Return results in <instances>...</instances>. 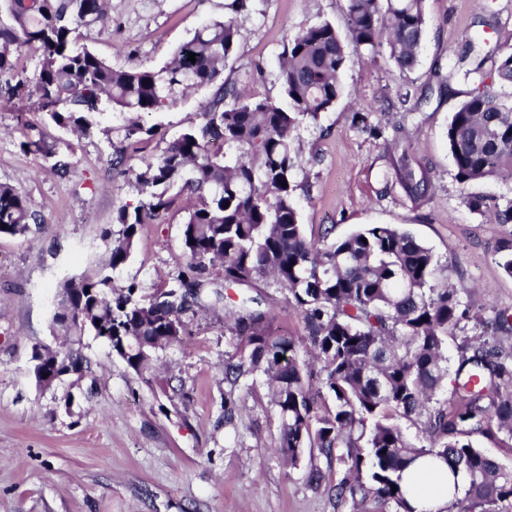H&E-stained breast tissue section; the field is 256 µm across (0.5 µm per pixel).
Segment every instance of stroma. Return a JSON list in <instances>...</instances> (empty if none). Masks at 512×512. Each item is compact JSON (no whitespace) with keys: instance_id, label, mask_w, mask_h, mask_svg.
Instances as JSON below:
<instances>
[{"instance_id":"35a3bbf8","label":"stroma","mask_w":512,"mask_h":512,"mask_svg":"<svg viewBox=\"0 0 512 512\" xmlns=\"http://www.w3.org/2000/svg\"><path fill=\"white\" fill-rule=\"evenodd\" d=\"M229 0H109L112 24L83 31L81 42L116 67H162L204 24L228 17ZM426 32L419 64L399 73L388 55L351 54L346 93L318 123H303L296 179L309 191L298 204L307 235L334 226L336 236L369 224H392L430 247L472 310L490 318L512 311V278L496 248L512 233L493 211L475 212L468 196H512V183L466 186L453 178L446 130L469 85L449 79L464 44L512 50V0H425ZM495 24L481 26L483 15ZM348 37L347 0H249L237 17L243 38L224 78L279 100L276 81L289 40L317 22ZM419 101L401 108L400 94ZM199 89L170 108L144 116L155 131L141 151L112 160L123 145V116L101 102L87 134L57 126L23 95L0 103V183L32 203L37 224L23 236H0V512H352L334 486L345 468L306 449L297 467L275 448L278 414L263 384L234 393L235 421L224 425V358L233 350L223 306L191 318L184 345L160 353L161 368L141 376L103 340L86 337L94 375L79 385L43 392L30 372L36 345L58 346L52 329L58 285L85 267L104 266V228L117 210L141 199L136 175L146 158L201 120ZM364 120H357V113ZM44 138L54 156L24 151ZM409 152L431 189L410 196L394 163ZM68 166L57 174L55 163ZM182 216L170 212L143 225L112 285L145 290L186 261ZM225 304L246 294L269 310L276 331L305 333L285 290L260 282L223 291ZM323 474L310 480L312 469Z\"/></svg>"}]
</instances>
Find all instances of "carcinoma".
<instances>
[{"instance_id":"carcinoma-1","label":"carcinoma","mask_w":512,"mask_h":512,"mask_svg":"<svg viewBox=\"0 0 512 512\" xmlns=\"http://www.w3.org/2000/svg\"><path fill=\"white\" fill-rule=\"evenodd\" d=\"M107 0H0V79L8 91L30 87L55 124L85 132L92 105L105 98L128 115V150L152 136L140 116L176 104L193 88H209L203 120L171 140L136 175L145 200L121 207L120 229L103 231L108 267L128 260L141 225L185 203L186 263L173 284L145 294L135 283L112 287L104 267H90L58 286L54 325L58 348L33 354L38 386L52 390L66 379L78 383L93 373L84 338L107 341L129 368L141 374L159 353L188 334L187 319L202 307L213 271L224 286H250L270 278L288 291L303 313L306 335L285 336L272 328L270 313L254 297L241 296L225 314L234 352L224 359V422L233 421L232 389L262 380L278 413L276 451L294 467L305 449L345 466L333 486L350 497L353 512L368 500L392 504L393 512H416L408 497L434 478L442 462L464 476L462 494L446 512H512V468L476 448L475 434H504L512 441V314H495V332L463 337L458 362L448 365V336L483 317L470 312L462 289L437 282L439 262L431 248L392 224H372L337 238L326 227L314 237L300 222L295 180V135L318 122L342 97L340 74L349 54L388 53L400 73L414 70L426 32L424 0H347L350 41L326 21L291 39L277 81L285 103L248 97L224 81V64L241 38L229 18L213 21L181 45L160 68L114 67L84 46L81 28L105 22ZM41 55L31 79L16 66L15 51ZM194 53L196 62L188 61ZM481 46L470 42L452 77L474 86L452 112L446 131L454 179L461 185L492 178L512 183V92L485 88ZM499 83L512 87V50L495 62ZM65 104L66 110L59 106ZM407 191L424 195L430 179L406 157L397 168ZM287 186H282L281 182ZM470 210L493 207L512 224V197L492 202L467 199ZM37 223L30 200L0 184V235H23ZM6 228H1V225ZM497 263L512 277V237L501 242ZM307 359H299V352ZM320 366V387L309 368ZM451 396L440 398L448 376ZM422 425V438L408 440L401 422ZM423 460L421 482L406 486L404 470ZM397 490H392V486Z\"/></svg>"}]
</instances>
